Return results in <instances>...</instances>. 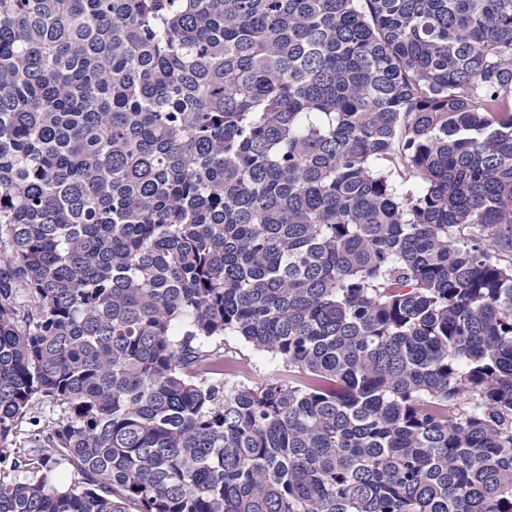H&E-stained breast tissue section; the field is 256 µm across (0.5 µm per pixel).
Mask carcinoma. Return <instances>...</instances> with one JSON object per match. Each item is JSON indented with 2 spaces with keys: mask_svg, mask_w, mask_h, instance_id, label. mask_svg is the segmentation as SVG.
I'll return each instance as SVG.
<instances>
[{
  "mask_svg": "<svg viewBox=\"0 0 512 512\" xmlns=\"http://www.w3.org/2000/svg\"><path fill=\"white\" fill-rule=\"evenodd\" d=\"M7 462L0 512H512V0H0ZM225 347L228 352L237 358H244L251 364L248 378L253 381H262L273 371L282 368V364L272 359L270 355L255 351L248 344L235 336H227Z\"/></svg>",
  "mask_w": 512,
  "mask_h": 512,
  "instance_id": "carcinoma-1",
  "label": "carcinoma"
}]
</instances>
